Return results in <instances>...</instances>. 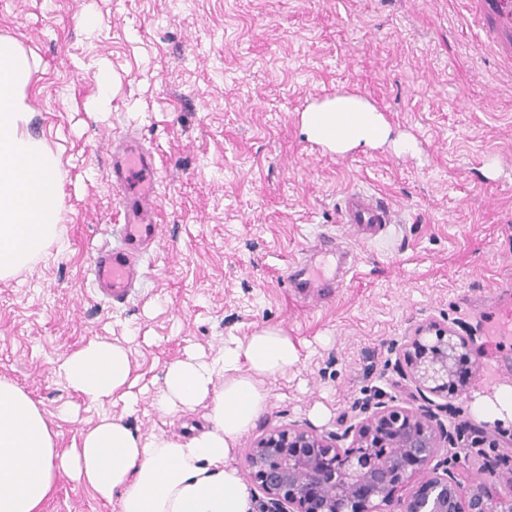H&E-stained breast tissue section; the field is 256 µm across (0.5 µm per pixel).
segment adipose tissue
I'll list each match as a JSON object with an SVG mask.
<instances>
[{
    "instance_id": "adipose-tissue-1",
    "label": "adipose tissue",
    "mask_w": 512,
    "mask_h": 512,
    "mask_svg": "<svg viewBox=\"0 0 512 512\" xmlns=\"http://www.w3.org/2000/svg\"><path fill=\"white\" fill-rule=\"evenodd\" d=\"M28 80L21 51L0 48V279L45 255L61 221L56 158L28 130L22 98ZM302 131L337 154L390 134L379 111L352 95L309 106ZM298 362L295 342L276 326L232 340L210 360L186 353L164 366L154 404L170 414L207 405V426L184 439H147L123 418L105 416L64 450L28 394L0 379V512H41L64 477L116 501L118 512H257L230 454L268 409L265 380ZM58 373L88 404L120 401L131 409L138 403V380L123 345L90 341L64 358Z\"/></svg>"
}]
</instances>
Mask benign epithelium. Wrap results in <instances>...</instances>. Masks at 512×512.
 <instances>
[{
  "label": "benign epithelium",
  "instance_id": "obj_1",
  "mask_svg": "<svg viewBox=\"0 0 512 512\" xmlns=\"http://www.w3.org/2000/svg\"><path fill=\"white\" fill-rule=\"evenodd\" d=\"M471 354L472 337L419 324L399 350L398 369L420 405L380 400L336 435L299 424L265 431L245 466L266 512H512V495L495 499L482 483L465 488L435 462L442 449L485 434L470 422L449 430L440 419L448 405L432 400L464 390ZM349 437L350 447L338 445Z\"/></svg>",
  "mask_w": 512,
  "mask_h": 512
}]
</instances>
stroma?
Returning a JSON list of instances; mask_svg holds the SVG:
<instances>
[{
  "label": "stroma",
  "instance_id": "obj_1",
  "mask_svg": "<svg viewBox=\"0 0 512 512\" xmlns=\"http://www.w3.org/2000/svg\"><path fill=\"white\" fill-rule=\"evenodd\" d=\"M479 34L467 0H0V38L31 64L29 131L59 157L63 201L47 255L0 280V379L37 403L63 448L105 414L146 437L182 436L207 407L169 416L149 393L131 411L87 406L59 363L115 342L148 384L186 349L216 357L227 339L281 327L300 360L267 380L268 410L229 459L241 471L265 430L340 432L365 400L413 401L397 351L413 325L436 321L474 336V373L447 424L480 422L475 399L512 389V339L485 336L512 306V66ZM339 93L375 106L391 141L336 154L307 139L303 111ZM130 129L160 162L161 238L135 296L111 307L84 272L117 222L107 171ZM399 137L413 152L394 151ZM349 188L396 209L387 235L358 240L339 224ZM322 233L356 267L305 308L289 268ZM498 462L448 459L468 484H502ZM42 512L115 506L64 479Z\"/></svg>",
  "mask_w": 512,
  "mask_h": 512
}]
</instances>
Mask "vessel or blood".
Masks as SVG:
<instances>
[{
    "label": "vessel or blood",
    "mask_w": 512,
    "mask_h": 512,
    "mask_svg": "<svg viewBox=\"0 0 512 512\" xmlns=\"http://www.w3.org/2000/svg\"><path fill=\"white\" fill-rule=\"evenodd\" d=\"M480 18L498 50L512 62V0H478ZM108 177L119 189L122 224L118 246L97 251L92 265L94 287L113 304L128 301L145 250L159 240L157 210V168L153 153L135 134L119 137L112 151ZM338 221L356 226L365 237L385 235L397 214L390 204L375 193L351 189L336 202ZM306 290L336 287L335 274L320 267H310L301 282Z\"/></svg>",
    "instance_id": "1"
}]
</instances>
